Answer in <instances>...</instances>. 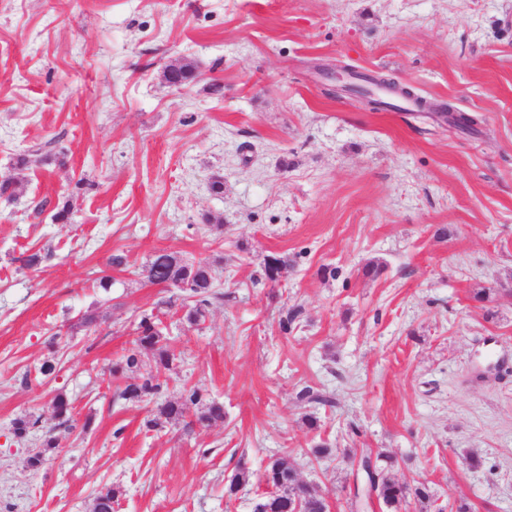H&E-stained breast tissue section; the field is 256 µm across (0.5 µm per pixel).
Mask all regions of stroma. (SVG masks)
I'll return each instance as SVG.
<instances>
[{
	"instance_id": "35a3bbf8",
	"label": "stroma",
	"mask_w": 512,
	"mask_h": 512,
	"mask_svg": "<svg viewBox=\"0 0 512 512\" xmlns=\"http://www.w3.org/2000/svg\"><path fill=\"white\" fill-rule=\"evenodd\" d=\"M177 61L196 74L181 90L163 79ZM337 66L428 107L336 94ZM6 178L0 512H93L107 487L113 512H253L283 452L331 512H387L353 498L368 454L428 485L402 512H512V0H0ZM160 250L211 263L222 297L199 325L148 281ZM272 256L288 259L273 282ZM145 313L178 354L148 405L116 391L150 357L110 373ZM47 359L55 377L23 383ZM186 383L223 420L191 405L192 431L148 429ZM305 386L330 405L299 400ZM59 393L74 429L55 425ZM25 416L41 427L16 436ZM48 429L58 446L30 468Z\"/></svg>"
}]
</instances>
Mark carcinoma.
I'll return each mask as SVG.
<instances>
[{
    "label": "carcinoma",
    "mask_w": 512,
    "mask_h": 512,
    "mask_svg": "<svg viewBox=\"0 0 512 512\" xmlns=\"http://www.w3.org/2000/svg\"><path fill=\"white\" fill-rule=\"evenodd\" d=\"M194 78L195 70L192 64L181 63L174 66L170 81L175 87L181 88ZM147 278L154 285L175 288L180 292L184 318L192 326L205 318L212 300L222 298V294L214 291L209 263L202 260L189 263L171 253L160 251L149 262ZM161 324L162 321L151 314L141 316L135 339L137 350L125 357L123 369L128 371L136 368L139 364L138 355L145 353L152 357L156 373L138 382L127 384L118 393V398L140 403L150 396L159 394L167 386V378L163 372L172 368L177 355L170 346ZM190 404L199 409V423L224 419L223 405L215 401H205L200 387L185 385L180 399L167 401L152 411V418L146 421L147 427L155 429L165 423L176 424L182 421L186 428H191L192 423L184 421L185 409ZM50 408L53 417L58 420V426H69L72 421V407L64 395H55ZM55 447L57 438L50 433L45 435L43 447L30 455L29 466L33 469L39 468L46 451ZM249 478L247 471H238L225 485V495L229 498L235 496L240 488L249 482ZM265 483L271 486L272 490L264 493V497L255 505L254 512H329L325 497L313 486L300 480L295 462L287 454L270 460L265 471ZM376 489L378 498L389 512H400L402 505L411 496L422 504L430 500L427 485L421 483L411 487L384 472L379 473ZM117 497L118 490L115 488L100 493L95 499L94 512H112Z\"/></svg>",
    "instance_id": "cac0c4a2"
}]
</instances>
